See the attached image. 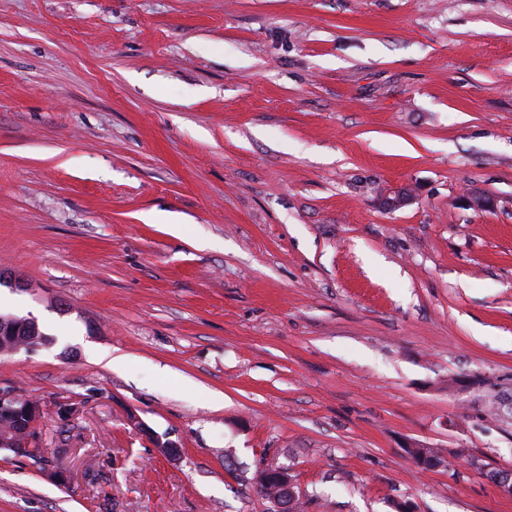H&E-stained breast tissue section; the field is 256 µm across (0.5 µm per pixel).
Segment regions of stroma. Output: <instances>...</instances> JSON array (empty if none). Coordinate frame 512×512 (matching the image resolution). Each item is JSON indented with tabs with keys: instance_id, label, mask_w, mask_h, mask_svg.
Instances as JSON below:
<instances>
[{
	"instance_id": "35a3bbf8",
	"label": "stroma",
	"mask_w": 512,
	"mask_h": 512,
	"mask_svg": "<svg viewBox=\"0 0 512 512\" xmlns=\"http://www.w3.org/2000/svg\"><path fill=\"white\" fill-rule=\"evenodd\" d=\"M0 272V512H512V0H0ZM27 402H30L27 411L31 414L34 419L39 418L41 412L39 404L33 403L29 398L22 395L14 386L0 387V413L1 410L5 413L16 410V404H22L23 407L27 406ZM30 420H31V418H28L22 414L19 415V419L11 421V422H7V423L2 422L1 418H0V431L7 428V429L12 430L14 435H16L20 438H23L24 436L32 437V443L30 446V450L28 451L27 455H25L24 457L31 459L35 462H42V461H44L43 457L38 454V448H34L35 445H33V440H34V435H35L34 428H32L30 430V432H27ZM277 480V495L272 499L273 504L278 508V512H288L292 509V506L296 499V493L294 491L293 483L291 478L288 476V472L280 468L276 472Z\"/></svg>"
}]
</instances>
